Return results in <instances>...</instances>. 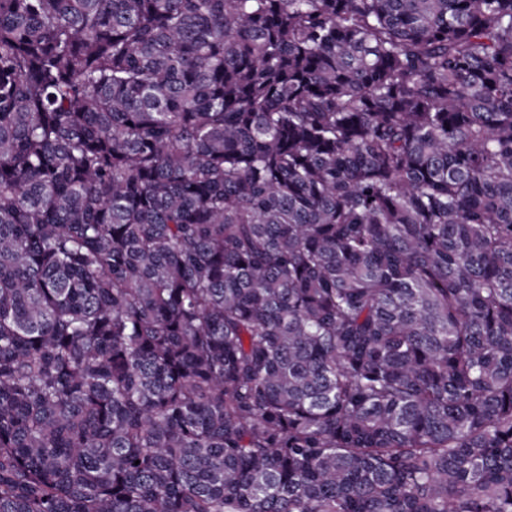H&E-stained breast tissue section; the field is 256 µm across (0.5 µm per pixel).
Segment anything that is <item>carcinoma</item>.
I'll return each mask as SVG.
<instances>
[{
  "mask_svg": "<svg viewBox=\"0 0 512 512\" xmlns=\"http://www.w3.org/2000/svg\"><path fill=\"white\" fill-rule=\"evenodd\" d=\"M0 512H512V0H0Z\"/></svg>",
  "mask_w": 512,
  "mask_h": 512,
  "instance_id": "1",
  "label": "carcinoma"
}]
</instances>
